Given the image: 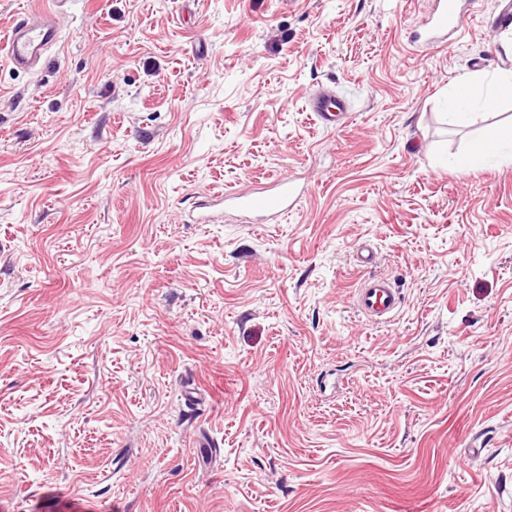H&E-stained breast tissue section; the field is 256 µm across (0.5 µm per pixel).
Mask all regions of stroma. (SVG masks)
<instances>
[{"instance_id": "obj_1", "label": "stroma", "mask_w": 512, "mask_h": 512, "mask_svg": "<svg viewBox=\"0 0 512 512\" xmlns=\"http://www.w3.org/2000/svg\"><path fill=\"white\" fill-rule=\"evenodd\" d=\"M44 2L0 0V512H512V165L455 166L512 100L445 108L512 70L497 0L451 50L428 0H60L14 69ZM56 14L47 7L19 15L6 37V57L13 68L39 67L58 41ZM317 122L325 127H335L346 112V104L328 89H318L307 103ZM473 101L468 90L464 89L448 101V114L457 124H465L470 117V107ZM296 190L288 177L275 179L271 189H258L248 193L233 192L224 195V201L230 202L245 213H265L275 216L288 209L295 201ZM355 306L359 313L370 320L391 318L401 306L398 289L384 279H372L358 289Z\"/></svg>"}]
</instances>
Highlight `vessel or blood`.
<instances>
[{
	"label": "vessel or blood",
	"mask_w": 512,
	"mask_h": 512,
	"mask_svg": "<svg viewBox=\"0 0 512 512\" xmlns=\"http://www.w3.org/2000/svg\"><path fill=\"white\" fill-rule=\"evenodd\" d=\"M472 0H431L428 13L416 25L413 42L418 46L442 44L453 46L465 33ZM58 40L55 13L46 7L24 13L13 21L6 37V57L13 68L32 70L39 67ZM317 122L325 127L336 126L346 112V104L330 90L321 88L307 103ZM296 190L290 178L276 179L272 188L248 193L227 194V202L245 213L275 216L288 209ZM355 306L368 319L391 318L401 306L398 289L384 279H372L358 289Z\"/></svg>",
	"instance_id": "obj_1"
}]
</instances>
